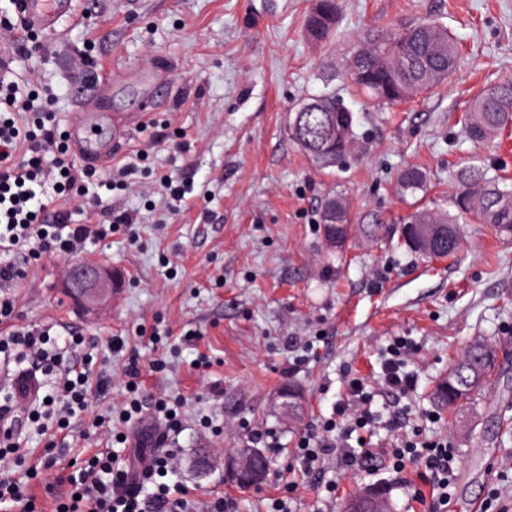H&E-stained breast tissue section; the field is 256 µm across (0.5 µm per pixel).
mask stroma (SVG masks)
Returning <instances> with one entry per match:
<instances>
[{"mask_svg":"<svg viewBox=\"0 0 512 512\" xmlns=\"http://www.w3.org/2000/svg\"><path fill=\"white\" fill-rule=\"evenodd\" d=\"M314 0H73L57 30L40 33V52L13 57L21 89L54 88L53 110L67 126L82 101L74 74L87 64L94 85L107 87L105 112L133 114L153 97L150 119L135 130L97 179L130 164L136 175L103 192L104 202L136 215L105 240L69 256H49L23 278L0 282L18 325L51 328L58 341L77 331L73 360L89 358L87 409L50 435L26 424L19 439L34 457L48 442L57 465L32 480L40 512H55L49 486L59 468L100 447L92 421L120 410L129 394L122 369L141 367L140 388L182 400L181 426L169 438L176 479L200 503L234 498L238 512H340L365 488L385 489L390 512H486L512 504V238L488 224L462 225L458 252L427 258L407 250L399 230L415 211L448 209L453 171L485 164L512 182V134L484 147L467 137L461 116L484 88L512 77V0H339V25L323 43L306 39ZM432 20L457 40L456 74L412 101L374 106L337 80L357 39L372 28ZM333 90L357 118L354 158L318 170L288 137L290 109ZM428 176L423 195H403L406 166ZM193 185L170 210L161 176ZM343 198L355 220L382 215L392 234L381 244L352 233L343 248L326 245L320 211ZM105 263L120 273L118 298L102 316H87L57 283L74 263ZM128 344L114 352L109 338ZM412 350L406 368L415 391L398 398L382 384L395 339ZM490 345L498 371L478 405L453 414L435 407L436 383L473 340ZM360 379L373 395L372 421L339 446L372 450L376 465L323 461V480L301 469L296 448L311 428L332 418L336 403ZM302 394L294 425L277 408L282 387ZM400 413L402 427L389 418ZM448 441L457 457L447 505L418 484L401 483L391 448L413 430ZM217 461L209 476L191 467L196 449ZM262 449L270 461L263 483L243 490L225 480L222 458Z\"/></svg>","mask_w":512,"mask_h":512,"instance_id":"stroma-1","label":"stroma"}]
</instances>
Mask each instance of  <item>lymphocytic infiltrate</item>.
I'll use <instances>...</instances> for the list:
<instances>
[{
  "instance_id": "lymphocytic-infiltrate-1",
  "label": "lymphocytic infiltrate",
  "mask_w": 512,
  "mask_h": 512,
  "mask_svg": "<svg viewBox=\"0 0 512 512\" xmlns=\"http://www.w3.org/2000/svg\"><path fill=\"white\" fill-rule=\"evenodd\" d=\"M32 102L31 95L20 94L15 84L0 80V250H15L33 260L48 252L70 255L87 243L106 239L114 226L134 223V215L108 205L102 206L97 223H70L60 198L72 192L85 193V182L93 171L77 167L57 134L51 108L35 111ZM49 183L54 184L57 197L44 194ZM14 319L13 299L0 295V326L5 329L0 335V352L12 351L18 359H32L34 370L50 385L51 404L61 405L70 415L85 409L84 373H73L64 366L62 355L52 348L49 329H19ZM140 375L138 361H129L125 386L131 398L121 411L123 420H131L147 408L165 431L179 428L177 406L164 398L147 402L138 396ZM336 427L335 421H329L322 432L302 438L298 461L306 472L320 474L321 461L334 453L340 454L345 466L361 464V456L339 450L332 442L329 434ZM392 455L396 473L416 465L432 495L447 502L456 465L446 444L409 439L393 449ZM38 469L27 466L25 454L11 435H0V512H37L27 482L37 477ZM175 471L176 455L170 450L149 454L141 449L132 459L123 452L105 450L63 475L68 490L56 512H199L197 501L185 489L167 483V476Z\"/></svg>"
}]
</instances>
